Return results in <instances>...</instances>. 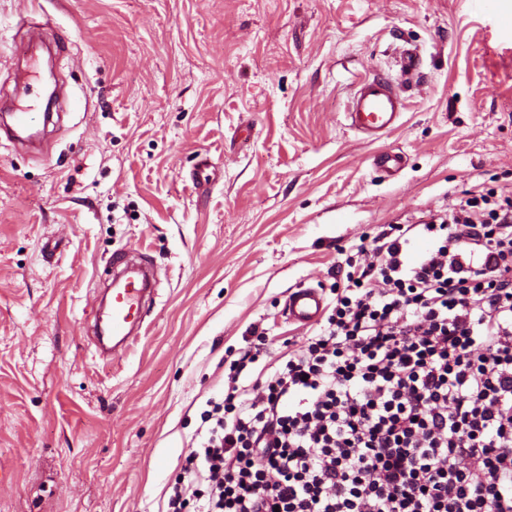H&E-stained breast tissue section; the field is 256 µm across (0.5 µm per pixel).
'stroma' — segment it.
Returning a JSON list of instances; mask_svg holds the SVG:
<instances>
[{
	"label": "stroma",
	"mask_w": 512,
	"mask_h": 512,
	"mask_svg": "<svg viewBox=\"0 0 512 512\" xmlns=\"http://www.w3.org/2000/svg\"><path fill=\"white\" fill-rule=\"evenodd\" d=\"M510 26L512 0H0V100L41 115L35 32L62 83L41 150L0 136V512H164L227 362L305 338L292 288L332 296L353 246L477 185L512 197ZM404 46L389 181L344 108ZM132 252L156 303L111 364L91 324Z\"/></svg>",
	"instance_id": "stroma-1"
}]
</instances>
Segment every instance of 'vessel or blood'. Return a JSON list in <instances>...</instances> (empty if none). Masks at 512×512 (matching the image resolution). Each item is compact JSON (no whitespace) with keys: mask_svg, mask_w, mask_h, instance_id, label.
I'll return each mask as SVG.
<instances>
[{"mask_svg":"<svg viewBox=\"0 0 512 512\" xmlns=\"http://www.w3.org/2000/svg\"><path fill=\"white\" fill-rule=\"evenodd\" d=\"M395 63L397 78L374 75L359 81L344 114L347 128L367 144H375L399 129L408 108L402 84L418 75L421 59L412 48L401 49ZM375 168L385 178H397L403 169V156L392 149L378 151L373 157ZM112 281V309L94 316L98 342H111L113 358L130 349L146 327V304L152 295L153 268L145 262L120 257ZM321 289L298 285L286 299L284 313L288 321L301 328L318 324L326 310Z\"/></svg>","mask_w":512,"mask_h":512,"instance_id":"1","label":"vessel or blood"}]
</instances>
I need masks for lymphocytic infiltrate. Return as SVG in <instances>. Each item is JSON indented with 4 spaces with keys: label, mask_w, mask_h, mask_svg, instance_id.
<instances>
[{
    "label": "lymphocytic infiltrate",
    "mask_w": 512,
    "mask_h": 512,
    "mask_svg": "<svg viewBox=\"0 0 512 512\" xmlns=\"http://www.w3.org/2000/svg\"><path fill=\"white\" fill-rule=\"evenodd\" d=\"M345 264L299 351L247 384L259 347L231 363L166 512H512V198Z\"/></svg>",
    "instance_id": "f902f5d3"
}]
</instances>
